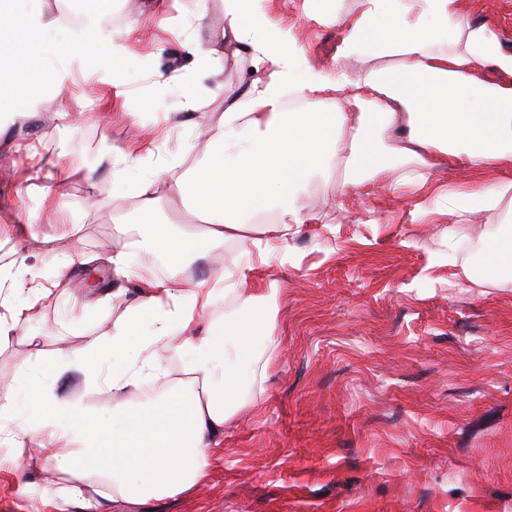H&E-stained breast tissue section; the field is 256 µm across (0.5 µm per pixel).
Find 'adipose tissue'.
<instances>
[{
  "instance_id": "obj_1",
  "label": "adipose tissue",
  "mask_w": 512,
  "mask_h": 512,
  "mask_svg": "<svg viewBox=\"0 0 512 512\" xmlns=\"http://www.w3.org/2000/svg\"><path fill=\"white\" fill-rule=\"evenodd\" d=\"M20 0H0V87L15 75L41 72L30 53L50 28L42 13L20 20ZM88 24L69 48L80 59L89 46L109 53L124 43L98 21L112 0H84ZM345 20L342 57H366L372 67L331 76L285 54L280 41L262 35L257 0H224L225 24L209 47L192 42L191 55H252L269 70L268 81L228 91L224 124L211 137L204 162L169 186L190 212L203 216V235L173 232L155 218L159 180L140 179V220L119 225L125 241L113 251L112 272L123 284L112 296L125 299L124 313L104 341L85 357L57 359L55 374L84 376L82 397L43 393L35 416L8 424L15 398L0 397V434L40 436L59 449L63 473H100L113 495L138 503L194 487L210 466V450L227 422L262 393L278 357L275 289L248 292L255 264H285L289 237L308 218L302 199L310 184L343 166V184L362 194L370 186L389 192L425 186L434 171L464 166L476 181L445 199L449 213L484 214L495 235L477 239L482 275L512 282V52L496 30L465 19L461 0H361ZM351 98L357 109L344 111ZM272 214L258 223L259 214ZM278 248H270V240ZM250 242L255 262L232 263L210 281L182 277L185 265L227 242ZM163 257L166 279L143 281L136 291L132 255ZM231 304L224 316L208 313ZM178 356L187 379L168 382L162 353ZM112 362L102 386L96 364ZM163 381L162 392L144 404L124 401L145 380ZM111 422H101L104 402Z\"/></svg>"
}]
</instances>
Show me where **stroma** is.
<instances>
[{
  "label": "stroma",
  "instance_id": "stroma-1",
  "mask_svg": "<svg viewBox=\"0 0 512 512\" xmlns=\"http://www.w3.org/2000/svg\"><path fill=\"white\" fill-rule=\"evenodd\" d=\"M116 35L128 50L102 72L74 63L65 96L51 87L37 110L0 126V266L24 264L49 287L0 341V396L37 412L40 389L25 372L34 351L51 361L104 340L124 310L101 305L112 290L118 223L137 220L135 181L162 170L161 221L186 213L167 185L201 158L205 133L224 120V91L267 80L251 57L207 60L186 44L224 29V0H116ZM265 34L291 33L286 50L329 74L341 18L361 0H261ZM466 18L512 40V0H464ZM169 79L158 87L157 74ZM156 104L144 111L143 100ZM70 120L61 123L58 112ZM154 153L114 175L132 134ZM343 173L313 183L311 218L289 240L292 260L255 272L276 287L280 354L249 412L227 423L211 466L189 491L131 504L100 497L83 479L79 497L60 493L54 448L23 438L0 458V512H512V283L481 282L474 230L448 262L451 225L434 199L470 182L465 170L435 174L426 189H370L362 204L341 189ZM97 203L88 208L89 187ZM54 205L40 206L44 191ZM68 266L67 293L52 290ZM55 335H44L45 327Z\"/></svg>",
  "mask_w": 512,
  "mask_h": 512
}]
</instances>
